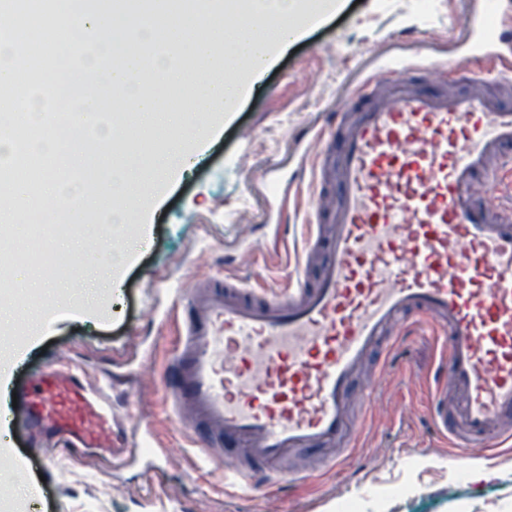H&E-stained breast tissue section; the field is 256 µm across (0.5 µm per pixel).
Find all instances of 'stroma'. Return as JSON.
Masks as SVG:
<instances>
[{
  "instance_id": "stroma-1",
  "label": "stroma",
  "mask_w": 512,
  "mask_h": 512,
  "mask_svg": "<svg viewBox=\"0 0 512 512\" xmlns=\"http://www.w3.org/2000/svg\"><path fill=\"white\" fill-rule=\"evenodd\" d=\"M343 2L224 111H204L186 92L179 135L196 164L172 171L136 204L130 226L112 241L121 264L86 278L74 272L76 249H66L42 335L16 340L22 363L12 381L27 384L70 360L88 379L112 382L115 415L150 451L115 471L95 452L79 460L61 448L47 467L36 449H13L4 460L13 473L4 489L15 502L42 500L45 512H340L345 504L354 512H512V447L492 459L475 448L457 462L436 433L426 406L437 344L426 331L388 356L377 385L369 383V368L355 376V391L368 397L353 408L358 434L344 464L285 474L268 494L225 490L224 464L239 458L241 447L225 443L222 462L203 464L193 426L167 406L166 373L184 330L176 310L192 289L287 287L301 251L296 227L317 203L313 136L354 82L387 59L485 65L469 56L465 33L479 0ZM119 125L134 153L119 145L102 155L92 136L84 151L102 164H140L169 137L142 135L126 119ZM276 183L296 189V211H280ZM110 276L123 281L119 294L104 288ZM31 472L42 477L34 488L25 481Z\"/></svg>"
}]
</instances>
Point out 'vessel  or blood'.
Returning <instances> with one entry per match:
<instances>
[{
  "label": "vessel or blood",
  "mask_w": 512,
  "mask_h": 512,
  "mask_svg": "<svg viewBox=\"0 0 512 512\" xmlns=\"http://www.w3.org/2000/svg\"><path fill=\"white\" fill-rule=\"evenodd\" d=\"M500 0H484L466 27L489 68L454 66L463 95L430 88L444 66L385 65L354 85L356 118L321 151L339 201L316 208L305 254L286 289L231 285L193 291L172 356L168 399L236 441L243 458L224 483L253 493L257 472L279 477L295 452L325 448L340 464L353 447L348 408L356 369L402 341L403 322L442 337L430 387L437 430L458 453L512 440V206L488 192L512 166V105L489 81L512 80V57L490 46ZM23 431L67 448L114 435L112 401L59 364L17 388Z\"/></svg>",
  "instance_id": "obj_1"
}]
</instances>
